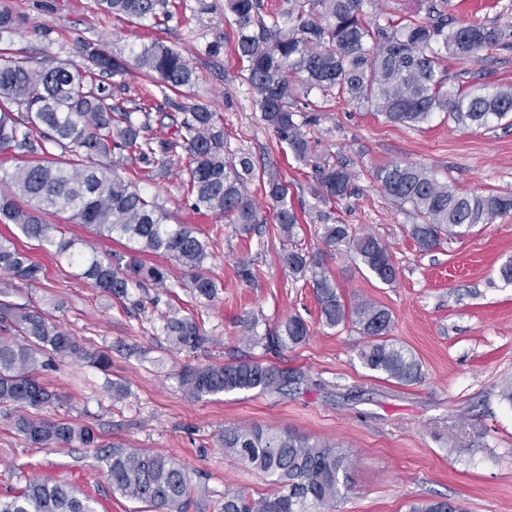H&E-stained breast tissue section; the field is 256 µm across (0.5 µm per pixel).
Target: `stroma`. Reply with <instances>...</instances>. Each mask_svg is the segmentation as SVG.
<instances>
[{"label":"stroma","mask_w":512,"mask_h":512,"mask_svg":"<svg viewBox=\"0 0 512 512\" xmlns=\"http://www.w3.org/2000/svg\"><path fill=\"white\" fill-rule=\"evenodd\" d=\"M4 2L17 17L19 32L1 37L0 47L29 58L34 68L84 63L80 47L102 44L129 59L158 37L181 52L196 80L175 99L223 116L230 151L248 152L254 160L256 174L246 182L251 199L271 211L259 175L278 170L302 213L294 245L321 257L345 299L367 298L388 309L390 338L422 363V376L413 385L379 378L359 358L365 338L358 327L349 321L334 328L323 324L311 279L294 280L283 266V242L274 224L243 234L226 219L190 208L180 161L140 175L129 162L122 176L136 178L142 191L157 198L170 223L189 225L211 239L203 270L218 292L210 300L197 298L187 272L171 261L167 287L147 283L120 302L79 278L37 240L17 237V245L42 266L41 279L25 286L0 272V291L8 290L18 303L33 302L112 355L106 373L68 361L40 373V381L63 399L55 415L95 428L105 442L174 456L193 484L206 487L212 503L223 500L228 489L243 487L255 497L271 492L261 474L226 455L218 443L224 427L261 426L347 449L351 485L335 512H408L411 503L429 498L454 502L462 512H512V403L500 395L502 386L512 383V283L499 273L512 259V214L425 253L410 235L412 215L394 206L373 177L377 168L408 161L465 194L510 191L512 121L458 128L435 112L413 129L316 89L299 96L316 153L356 174L353 195L325 210L353 233L375 234L388 245L397 278L384 284L351 255L323 244L314 174L262 122L233 51L234 26L224 17V0H169L173 17L162 31L102 13L96 0ZM448 14L458 25L475 17L512 24V0H448ZM450 71L490 88L512 86V48L489 50L478 63L451 62ZM46 221L60 225L87 253L119 249L69 214H50ZM242 261L250 279L237 272ZM172 312L194 317L211 344L194 353L173 349L162 332ZM291 315L300 316L310 333L276 361L305 371L309 383L285 395L252 390L208 400L192 399L180 388L183 365L264 358L262 347L244 343V336L264 335ZM110 380L125 386L123 398L106 393ZM12 414V407L0 406V497L41 477L75 487L94 500L97 512H140V503L112 492L94 449L32 446L12 430Z\"/></svg>","instance_id":"35a3bbf8"}]
</instances>
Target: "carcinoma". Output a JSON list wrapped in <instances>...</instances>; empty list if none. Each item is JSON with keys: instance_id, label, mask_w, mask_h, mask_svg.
Masks as SVG:
<instances>
[{"instance_id": "1", "label": "carcinoma", "mask_w": 512, "mask_h": 512, "mask_svg": "<svg viewBox=\"0 0 512 512\" xmlns=\"http://www.w3.org/2000/svg\"><path fill=\"white\" fill-rule=\"evenodd\" d=\"M101 10L132 23L158 27L172 18L168 0H97ZM374 0H282L274 9L263 0H224V13L233 17L235 51L243 63L262 120L294 159L310 166L318 184L319 201H340L353 194L355 174L344 164L318 156L296 121L300 91L314 88L357 106H369L388 121L417 126L434 112L448 114L460 127L484 126L512 114V88L489 90L455 82L448 61H479L483 52L512 42V32L476 19L455 26L448 19V0H426V16H401L380 22L368 11ZM89 64L59 62L35 69L27 62L0 54V152L45 155L59 151L54 162L31 160L3 179L18 194L35 202L19 206L13 193H0V221L13 224L48 251L81 269L80 276L108 297L126 299L132 288L149 282L167 287L168 269L147 263L142 255L159 254L183 267L192 291L211 298L215 282L202 272L210 242L185 224L167 223L156 198L141 192L136 182L116 172L114 161L131 160L143 170L164 166L184 155L183 187L192 210L229 219L248 233L265 223L261 208L246 192V177L254 172L248 153L228 150L224 118L202 105L177 106L170 116L171 136L154 133L160 104L156 92H178L194 83L193 70L182 55L155 41L134 56V66L148 79L139 102L129 107L112 99L96 78L123 77L129 63L101 48L86 51ZM375 178L397 207L416 219L411 235L419 249L429 252L442 240L466 233L478 224L512 213V192L463 195L439 181L427 168L412 162L380 168ZM273 203L277 232L289 241L300 223L288 204V185L274 172L262 179ZM70 212L112 240L128 243L108 258L87 255L76 240L57 236V227L40 214ZM325 221L326 246L352 251L381 283L390 284L397 268L390 251L371 233L354 235L346 224ZM281 262L299 280L314 274L313 288L322 322L334 328L349 320L368 341L360 351L365 368L402 385L422 375L411 349L387 338L391 315L383 306L359 299L346 305L331 276L314 269L318 259L298 248H285ZM0 271L31 285L41 266L14 240L0 236ZM166 339L179 351H197L209 338L192 317L168 318ZM305 321L290 316L263 336L247 340L267 352L281 353L304 342ZM69 360L102 372L111 369L109 350L81 341L31 303L0 299V404L18 414L12 428L32 445L64 448L79 444L98 449L112 492L147 505L153 512H183L192 480L180 463L158 453L101 443L90 426H76L43 410L62 397L38 380L39 372ZM185 394L199 400L219 394L259 390L286 394L304 379V372L256 359L230 364L186 366L179 373ZM218 441L224 452L270 479L274 491L257 499L243 488L224 491L217 512H331L341 491L349 487L351 460L338 444L313 440L288 430L229 427ZM0 512H95L90 499L61 484L34 478L8 499ZM409 512H457L448 500L423 499Z\"/></svg>"}]
</instances>
